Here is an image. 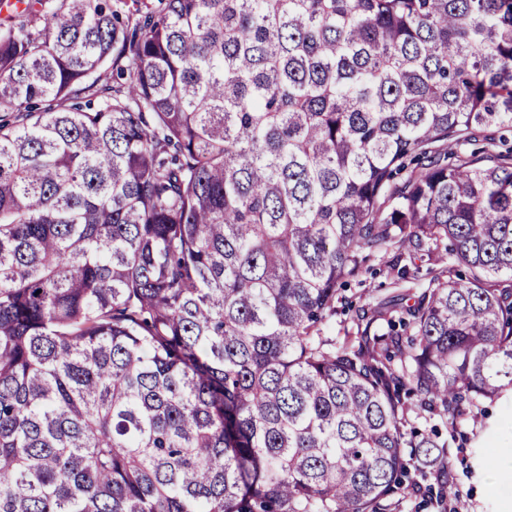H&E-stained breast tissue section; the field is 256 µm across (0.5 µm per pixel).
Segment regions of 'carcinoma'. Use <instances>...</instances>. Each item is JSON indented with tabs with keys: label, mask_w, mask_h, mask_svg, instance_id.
Segmentation results:
<instances>
[{
	"label": "carcinoma",
	"mask_w": 512,
	"mask_h": 512,
	"mask_svg": "<svg viewBox=\"0 0 512 512\" xmlns=\"http://www.w3.org/2000/svg\"><path fill=\"white\" fill-rule=\"evenodd\" d=\"M119 2L0 23V512H391L406 448L445 497L406 399L512 389V150L444 161L512 128V0ZM367 265L369 269L364 270L358 279L352 280L340 290L342 303H336V315L321 326L322 336L336 338V342L341 341L345 330H356L353 321L355 310L368 303L372 296L382 297L391 291V278L385 263L376 259ZM350 302L352 308H348Z\"/></svg>",
	"instance_id": "1"
}]
</instances>
